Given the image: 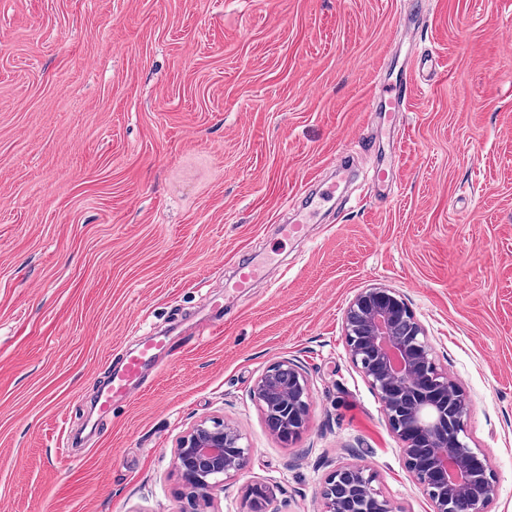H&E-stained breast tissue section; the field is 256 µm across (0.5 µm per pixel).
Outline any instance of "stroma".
Instances as JSON below:
<instances>
[{
	"label": "stroma",
	"mask_w": 512,
	"mask_h": 512,
	"mask_svg": "<svg viewBox=\"0 0 512 512\" xmlns=\"http://www.w3.org/2000/svg\"><path fill=\"white\" fill-rule=\"evenodd\" d=\"M409 0H0V512H181L179 438L235 424L252 450L211 512H323L335 466L370 469L393 512H432L381 400L349 360L361 291H399L512 512V9L424 0L442 66L408 112L370 115ZM401 159L386 195L369 183ZM353 157L344 202L289 236L292 202ZM265 278L242 293L236 263ZM173 332L155 384L96 437L89 403L138 337ZM310 384L306 430L275 437L251 390L272 364ZM269 498L270 489L266 484L260 482L250 484L246 496V512H266Z\"/></svg>",
	"instance_id": "stroma-1"
}]
</instances>
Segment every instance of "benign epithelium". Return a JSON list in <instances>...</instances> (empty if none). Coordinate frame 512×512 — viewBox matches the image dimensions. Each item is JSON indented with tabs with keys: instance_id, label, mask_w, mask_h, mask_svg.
Here are the masks:
<instances>
[{
	"instance_id": "1",
	"label": "benign epithelium",
	"mask_w": 512,
	"mask_h": 512,
	"mask_svg": "<svg viewBox=\"0 0 512 512\" xmlns=\"http://www.w3.org/2000/svg\"><path fill=\"white\" fill-rule=\"evenodd\" d=\"M347 353L383 403L390 430L403 443V462L434 504V512H485L496 485L485 455L470 447L465 428L469 401L437 366L423 325L390 288L359 293L344 316ZM252 396L269 430L282 440L298 437L309 411L308 379L288 360L271 365L255 382ZM252 449L239 431L219 420H203L174 452L182 481L184 512H200L224 482L248 465ZM358 465L335 468L324 482V512H391ZM269 487L249 485L247 512H266Z\"/></svg>"
}]
</instances>
